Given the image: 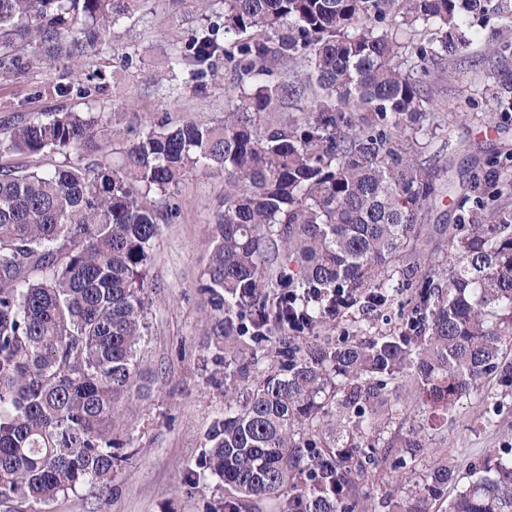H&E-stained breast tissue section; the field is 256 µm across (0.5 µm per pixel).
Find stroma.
<instances>
[{
    "label": "stroma",
    "mask_w": 512,
    "mask_h": 512,
    "mask_svg": "<svg viewBox=\"0 0 512 512\" xmlns=\"http://www.w3.org/2000/svg\"><path fill=\"white\" fill-rule=\"evenodd\" d=\"M205 22V17L188 13L186 5L148 0L114 27L107 45L78 63L34 59L17 78L0 80V120L62 109L120 108L125 118L114 137L118 153L163 116L175 123H219L231 82L224 66L196 79L166 65ZM499 24L494 16L476 23L468 53L462 60L433 66L429 78L438 112L452 120L454 137L464 147L457 161L469 177L479 173L482 161L471 158L467 145L512 149V129L501 133L482 121L490 102L476 108L468 104L479 88L493 84L502 71H512V59L502 66L490 60L489 40ZM60 85L73 87V94L59 96ZM79 86L84 89L80 95L75 92ZM223 191L221 175L192 173L170 195L153 196L161 235L154 248L150 329L141 343L151 394L129 404L126 459L115 469L111 488H84L59 497L50 512H219L223 483L200 463L211 426L224 416V376L205 348L210 306L196 285L211 250L208 226ZM407 314L402 296L369 324L352 308L331 320L319 337L338 342L371 331L393 332ZM427 433L434 454L447 456L462 474L488 452L512 457V390L482 383L450 411L447 423L428 427Z\"/></svg>",
    "instance_id": "35a3bbf8"
}]
</instances>
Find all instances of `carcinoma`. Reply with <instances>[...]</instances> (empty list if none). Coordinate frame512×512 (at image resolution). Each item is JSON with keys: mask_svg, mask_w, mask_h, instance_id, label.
I'll use <instances>...</instances> for the list:
<instances>
[{"mask_svg": "<svg viewBox=\"0 0 512 512\" xmlns=\"http://www.w3.org/2000/svg\"><path fill=\"white\" fill-rule=\"evenodd\" d=\"M149 0H0V79L22 52L76 63ZM222 7L172 72L201 76L220 60L234 79L224 121L161 117L112 166L116 110L61 111L0 134V512H46L58 496L104 487L122 461L123 406L143 392L152 246L148 205L191 173L224 176L212 249L197 288L212 310L216 365L251 389L208 434L205 467L224 512L273 500L278 512H356L360 480L398 458L400 502L384 512H512V458L488 455L453 497L448 458L409 410L448 416L495 376L512 387V151L457 182L420 159L435 112L430 65L463 53L475 21H501L492 56L512 55L508 0H196ZM300 69L273 78L270 63ZM488 123H512V73L490 89ZM308 111L269 118L285 102ZM91 153L49 171L16 155ZM449 198L452 224H430ZM434 248H429L430 243ZM288 302L270 301L273 290ZM408 294L405 331L299 343L357 307L364 319ZM278 337L280 368L257 375ZM369 448L362 456L359 449Z\"/></svg>", "mask_w": 512, "mask_h": 512, "instance_id": "1", "label": "carcinoma"}]
</instances>
